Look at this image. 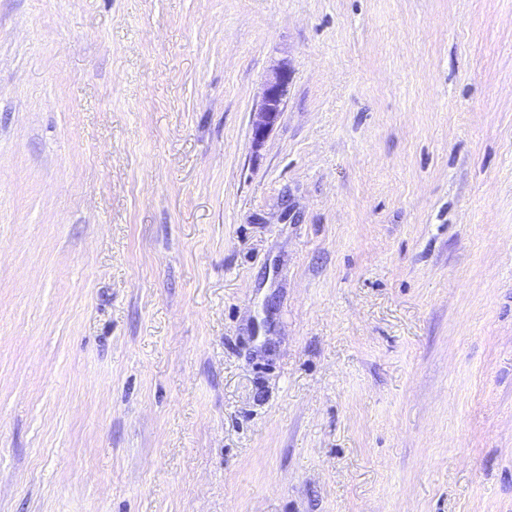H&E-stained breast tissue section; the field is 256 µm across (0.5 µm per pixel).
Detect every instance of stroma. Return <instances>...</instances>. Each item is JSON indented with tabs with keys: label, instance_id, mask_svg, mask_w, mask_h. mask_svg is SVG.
Masks as SVG:
<instances>
[{
	"label": "stroma",
	"instance_id": "obj_1",
	"mask_svg": "<svg viewBox=\"0 0 512 512\" xmlns=\"http://www.w3.org/2000/svg\"><path fill=\"white\" fill-rule=\"evenodd\" d=\"M0 512H512V0H0ZM288 66H272L265 80L260 103L251 112L250 129L254 147H261L276 124L288 89Z\"/></svg>",
	"mask_w": 512,
	"mask_h": 512
}]
</instances>
